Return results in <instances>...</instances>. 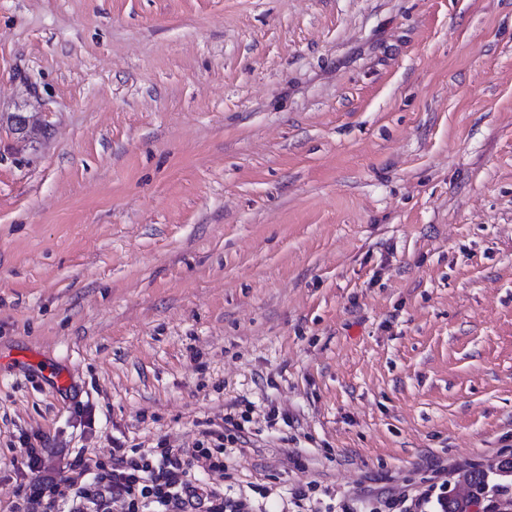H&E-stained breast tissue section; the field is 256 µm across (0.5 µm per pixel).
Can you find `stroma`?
<instances>
[{"mask_svg": "<svg viewBox=\"0 0 512 512\" xmlns=\"http://www.w3.org/2000/svg\"><path fill=\"white\" fill-rule=\"evenodd\" d=\"M233 409L322 512L512 457V0H0V506Z\"/></svg>", "mask_w": 512, "mask_h": 512, "instance_id": "stroma-1", "label": "stroma"}]
</instances>
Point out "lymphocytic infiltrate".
<instances>
[{
	"mask_svg": "<svg viewBox=\"0 0 512 512\" xmlns=\"http://www.w3.org/2000/svg\"><path fill=\"white\" fill-rule=\"evenodd\" d=\"M244 441L243 424L228 413L223 429L204 430L193 448H172L163 441L153 448L118 445L108 469L78 454L65 464L71 473L65 497L54 479L41 476L43 452L27 442L23 464L35 478L19 487L8 512H28L34 505L43 512H112L118 503L127 512H270L264 488L255 497L231 485L200 490L198 472L228 475L229 455ZM366 503L368 512H433L445 507L447 498L443 485L434 482L420 490L381 492Z\"/></svg>",
	"mask_w": 512,
	"mask_h": 512,
	"instance_id": "f902f5d3",
	"label": "lymphocytic infiltrate"
}]
</instances>
